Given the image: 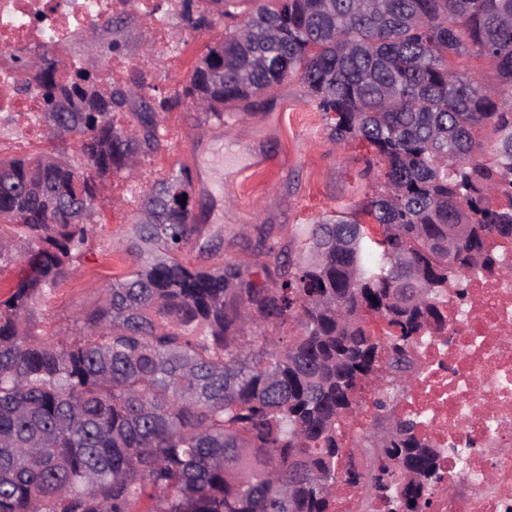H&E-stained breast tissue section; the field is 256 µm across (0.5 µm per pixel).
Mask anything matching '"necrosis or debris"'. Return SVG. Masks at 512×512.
<instances>
[{"mask_svg":"<svg viewBox=\"0 0 512 512\" xmlns=\"http://www.w3.org/2000/svg\"><path fill=\"white\" fill-rule=\"evenodd\" d=\"M151 16V44L167 59L179 43L158 0H0V117L35 127L36 92L16 90L13 59L61 58L74 38L116 15ZM465 299L449 295L446 332L416 347L421 370L401 411L444 449L445 481L430 512H512V278L475 274Z\"/></svg>","mask_w":512,"mask_h":512,"instance_id":"obj_1","label":"necrosis or debris"}]
</instances>
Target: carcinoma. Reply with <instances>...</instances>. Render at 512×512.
<instances>
[{
  "label": "carcinoma",
  "mask_w": 512,
  "mask_h": 512,
  "mask_svg": "<svg viewBox=\"0 0 512 512\" xmlns=\"http://www.w3.org/2000/svg\"><path fill=\"white\" fill-rule=\"evenodd\" d=\"M250 3L242 23L238 6ZM193 31L230 25L182 90L144 78L103 89L90 70L29 76L49 154L0 159V268L25 276L0 301V512H330L361 395L387 424L366 481L388 512H426L444 450L397 417L414 347L447 326L448 288L512 241V0H180ZM489 61L498 79L462 69ZM298 78L329 138L367 144L380 190L357 216L256 250L265 281L214 256L192 215L191 168L142 188L130 267L72 339L38 331L33 304L89 240L99 186L161 150L160 114L224 104ZM495 139L484 148V139Z\"/></svg>",
  "instance_id": "obj_1"
}]
</instances>
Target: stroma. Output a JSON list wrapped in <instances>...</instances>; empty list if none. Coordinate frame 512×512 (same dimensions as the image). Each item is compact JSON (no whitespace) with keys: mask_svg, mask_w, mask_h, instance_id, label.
<instances>
[{"mask_svg":"<svg viewBox=\"0 0 512 512\" xmlns=\"http://www.w3.org/2000/svg\"><path fill=\"white\" fill-rule=\"evenodd\" d=\"M184 45L175 66L160 61L144 64L150 23L138 13L121 16L107 36L90 33L78 40L76 51L83 66L99 62L101 46L119 43L132 66L131 74L145 72L150 96L180 92L190 69L206 46L221 38L224 29H183ZM162 149L141 158L138 178L113 177L96 200L93 231L80 259L48 298L33 310L39 330L59 340L76 332V322L101 299L104 288L126 269L123 241L133 223L140 185L187 164L194 180H210L211 196L194 195V213L207 230L220 232L221 258L250 265L254 280H261V258L254 247L260 232L269 242L286 245L299 225L326 215L352 214L374 195L380 176L365 173L367 151L357 144L339 146L325 129L322 115L308 103L299 79L287 80L276 90L261 93L248 110L230 109L223 124L205 122L190 104L160 117ZM268 162L251 169L255 155Z\"/></svg>","mask_w":512,"mask_h":512,"instance_id":"35a3bbf8","label":"stroma"}]
</instances>
